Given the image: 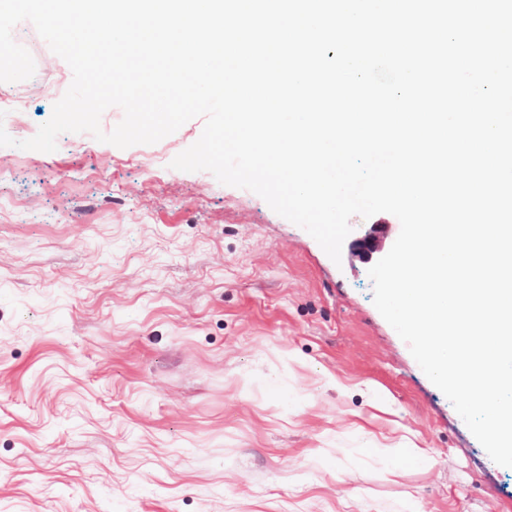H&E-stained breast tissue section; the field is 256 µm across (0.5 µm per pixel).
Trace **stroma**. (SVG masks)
Masks as SVG:
<instances>
[{"mask_svg": "<svg viewBox=\"0 0 512 512\" xmlns=\"http://www.w3.org/2000/svg\"><path fill=\"white\" fill-rule=\"evenodd\" d=\"M0 125L33 137L72 81L31 22ZM151 145L0 147V512H512L492 461L340 261L254 192Z\"/></svg>", "mask_w": 512, "mask_h": 512, "instance_id": "1", "label": "stroma"}]
</instances>
